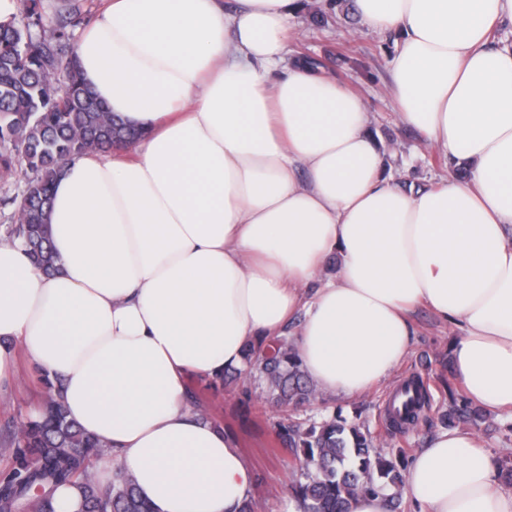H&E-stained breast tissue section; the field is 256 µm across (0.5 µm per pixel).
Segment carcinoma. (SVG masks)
<instances>
[{
  "label": "carcinoma",
  "instance_id": "obj_1",
  "mask_svg": "<svg viewBox=\"0 0 512 512\" xmlns=\"http://www.w3.org/2000/svg\"><path fill=\"white\" fill-rule=\"evenodd\" d=\"M20 16L0 21V171L16 165L27 170L20 193L5 200L19 219L6 228L5 241H20L35 266L49 274L56 255L49 216L52 186L61 166L93 151L125 143L133 131L124 126L85 86L73 43L85 18L80 0H61L52 12L42 0H25ZM247 367L266 381L264 402L286 406L316 398V389L288 341L246 349ZM42 414L10 426L4 442L13 448L12 468L0 477V512H14L42 489L35 512H53L54 491L79 487L81 512H151L126 477L103 490L85 471L73 449L100 448L68 415L59 387L46 381ZM396 428L413 424L429 404L422 380L404 388ZM288 442L301 463L303 479L292 491L303 512H345L348 501L366 492L393 490L391 512L401 510L404 475L399 462L375 449L363 424L340 417L288 430Z\"/></svg>",
  "mask_w": 512,
  "mask_h": 512
}]
</instances>
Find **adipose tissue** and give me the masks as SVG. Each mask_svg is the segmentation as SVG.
Instances as JSON below:
<instances>
[{
    "label": "adipose tissue",
    "instance_id": "obj_1",
    "mask_svg": "<svg viewBox=\"0 0 512 512\" xmlns=\"http://www.w3.org/2000/svg\"><path fill=\"white\" fill-rule=\"evenodd\" d=\"M298 0H106L77 45L87 88L139 133L63 166L57 269L0 242V383L18 346L106 444L94 474L153 512H241L255 474L187 406L247 344L292 337L326 393L357 396L407 356L411 314L449 321L469 400L512 410V0H353L393 35L399 119L468 177L392 184L362 100L287 64ZM312 286L304 295V286ZM421 512H512L468 431L406 472Z\"/></svg>",
    "mask_w": 512,
    "mask_h": 512
}]
</instances>
